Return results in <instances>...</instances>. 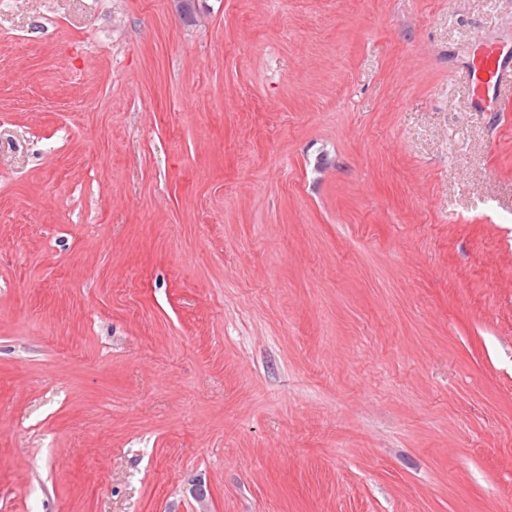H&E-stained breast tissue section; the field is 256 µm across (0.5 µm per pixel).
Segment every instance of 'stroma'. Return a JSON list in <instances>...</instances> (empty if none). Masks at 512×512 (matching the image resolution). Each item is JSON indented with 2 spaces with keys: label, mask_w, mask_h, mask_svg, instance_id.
Wrapping results in <instances>:
<instances>
[{
  "label": "stroma",
  "mask_w": 512,
  "mask_h": 512,
  "mask_svg": "<svg viewBox=\"0 0 512 512\" xmlns=\"http://www.w3.org/2000/svg\"><path fill=\"white\" fill-rule=\"evenodd\" d=\"M512 0H0V512H512ZM468 75L471 76L475 96H480L485 88L512 83V67L492 47H486L480 53L474 54Z\"/></svg>",
  "instance_id": "obj_1"
}]
</instances>
